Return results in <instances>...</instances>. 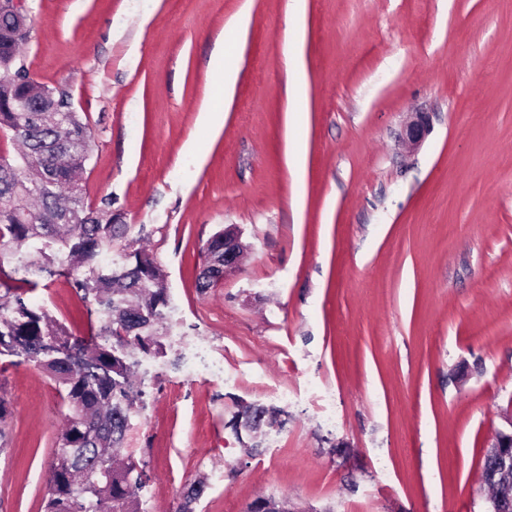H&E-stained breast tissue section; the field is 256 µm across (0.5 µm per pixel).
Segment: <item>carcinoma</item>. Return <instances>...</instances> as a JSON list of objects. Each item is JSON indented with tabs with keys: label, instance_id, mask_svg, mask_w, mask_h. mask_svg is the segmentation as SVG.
I'll return each mask as SVG.
<instances>
[{
	"label": "carcinoma",
	"instance_id": "obj_1",
	"mask_svg": "<svg viewBox=\"0 0 512 512\" xmlns=\"http://www.w3.org/2000/svg\"><path fill=\"white\" fill-rule=\"evenodd\" d=\"M20 46L0 42V130L21 145L0 153V273L20 265L21 282L75 279L107 317L88 338L43 310L29 307L10 275L0 278V356L37 362L62 386L70 413L55 449L44 498L45 512H141L132 483L133 462L114 464L124 448L137 394L123 349L158 352L155 326L168 307L165 274L152 254L129 243L124 263L108 274L99 261L125 239L127 224L112 223V203H85L79 174L89 160L90 134L77 112H36L28 97L37 81L29 70L6 66ZM204 247L199 287L223 278L224 252ZM88 268L90 276L75 273Z\"/></svg>",
	"mask_w": 512,
	"mask_h": 512
}]
</instances>
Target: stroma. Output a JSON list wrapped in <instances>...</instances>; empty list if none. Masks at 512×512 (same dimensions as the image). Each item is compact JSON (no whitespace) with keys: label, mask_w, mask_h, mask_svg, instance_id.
<instances>
[{"label":"stroma","mask_w":512,"mask_h":512,"mask_svg":"<svg viewBox=\"0 0 512 512\" xmlns=\"http://www.w3.org/2000/svg\"><path fill=\"white\" fill-rule=\"evenodd\" d=\"M27 6L22 62L92 133L88 203L111 199L167 275L127 440L143 512H176L194 482L195 512H486L512 413V0ZM413 112L431 131L409 152ZM228 226L242 262L201 290ZM27 297L77 336L103 322L63 277ZM200 350L214 374L192 371ZM0 399V512H43L68 408L7 357ZM255 405L273 419L234 427Z\"/></svg>","instance_id":"obj_1"}]
</instances>
